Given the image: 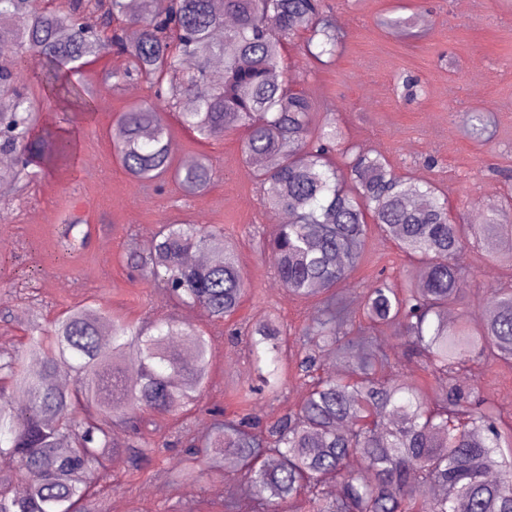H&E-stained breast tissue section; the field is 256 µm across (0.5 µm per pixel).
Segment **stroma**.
<instances>
[{
	"label": "stroma",
	"mask_w": 512,
	"mask_h": 512,
	"mask_svg": "<svg viewBox=\"0 0 512 512\" xmlns=\"http://www.w3.org/2000/svg\"><path fill=\"white\" fill-rule=\"evenodd\" d=\"M345 35L335 63L313 66L299 46L285 52L288 78L315 101L314 122L333 116L346 143L384 154L395 171L434 181L448 194L453 215L480 224L500 208L512 185V0H324ZM412 17L416 38L406 39L382 26L393 16ZM410 75L423 91L409 97L395 86ZM31 94L40 102L41 124L78 131L77 157L66 168L46 170L28 185L0 192V354L13 353L27 340L26 322L39 316L53 321L69 308L88 301L102 304L131 322L151 311L155 288L126 263L127 253L145 247L156 225L190 222L223 227L239 252L247 274L248 295L237 313L239 323L255 321L267 311L296 331L311 316L313 305L289 296L279 287L271 261L258 242L277 222L265 207L262 192L242 163L243 132L199 142L164 113L174 150V165L207 155L217 162V176L206 189L187 193L174 182L163 186L134 184L121 167L112 145V129L120 113L146 101L140 81L110 89L92 119L75 121L56 111L40 86ZM483 113L488 140L465 131L460 116ZM86 216L91 237L83 254L60 258L58 226L72 212ZM467 277L453 315L480 320L495 289L512 287V259L491 256L486 245L467 247L458 258ZM411 266L385 235L372 234L363 264L343 286L348 302H356L363 284L378 272L402 278ZM184 322L205 326L212 341L211 379L196 406L159 418L153 440L169 439L154 461L133 471L128 460L112 466L111 481L97 487L107 506L122 512H225L224 503L250 502L252 484L235 465L201 466L193 485H173L165 470L177 466L181 446L178 428L208 433L207 408L223 407L226 415L247 410L270 425L297 409L305 395L289 381L284 396H254L241 402L238 393L254 381L246 339L231 335L227 325L206 324L196 308L177 309ZM382 344L399 368L425 380L428 396L438 391L426 380L398 328L384 331ZM464 385L478 398L498 406L503 423L512 422V368L476 358Z\"/></svg>",
	"instance_id": "35a3bbf8"
}]
</instances>
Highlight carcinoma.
<instances>
[{"instance_id":"cac0c4a2","label":"carcinoma","mask_w":512,"mask_h":512,"mask_svg":"<svg viewBox=\"0 0 512 512\" xmlns=\"http://www.w3.org/2000/svg\"><path fill=\"white\" fill-rule=\"evenodd\" d=\"M70 0L66 10L46 0H0V185L38 176L36 168L66 164L76 142L52 129L33 135L39 119L24 56L37 52L46 65L47 97L86 120L99 111V91L77 78L107 52L127 58L108 72L110 88L142 80L150 100L121 113L113 149L135 183L175 182L186 192L207 188L216 162L202 156L175 168L173 144L160 111L209 142L244 131L242 157L263 189L264 204L286 212L263 244L277 282L298 300L318 299L298 330L304 354L294 379L306 386L299 409L270 426L247 415L212 414L203 439L180 436V465L165 471L177 485L198 480V462L219 466L232 456L251 482L250 504L229 502L230 512H512V432L500 411L462 384L471 356L512 364V289H495L494 314L481 324L448 323L465 270L457 256L470 239L512 254L511 205L483 224L455 220L448 197L429 180L398 174L371 149L339 148L341 132L328 118L314 125L313 98L282 69L287 43L306 35L302 49L314 65L335 61L344 35L321 0ZM130 26L139 38H127ZM224 60V80L208 63ZM196 62L182 74L186 60ZM88 224L73 216L58 245L76 257L88 246ZM414 262L403 283L379 275L350 306L339 288L364 259L371 228ZM130 266L159 285L167 307L199 308L209 321L226 322L248 292L236 243L212 225L162 224ZM403 330L438 383L429 399L424 385L399 372L377 348L376 333ZM156 333L129 324L95 302L67 310L49 327L31 325L26 345L36 368L16 355H0V457L16 464L0 477V512H103L89 496L110 479V461L126 453L134 469L152 461L145 431L158 415H174L198 400L209 382L211 337L173 317L151 323ZM277 317L266 313L249 331V352L259 388L280 397L288 385ZM360 353L351 375L315 376L320 359ZM69 374L74 384L54 379ZM358 454L369 477L344 470ZM23 480L20 496L13 484Z\"/></svg>"}]
</instances>
